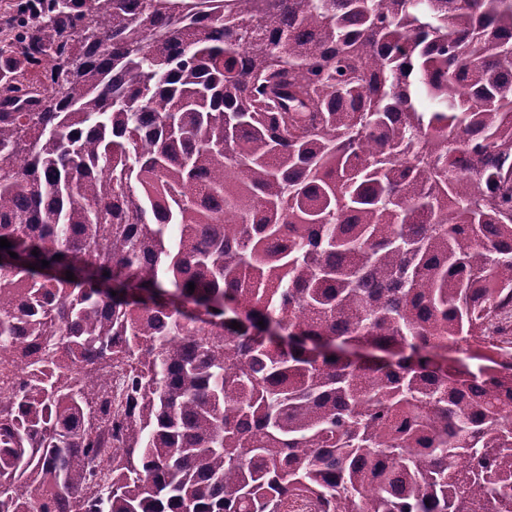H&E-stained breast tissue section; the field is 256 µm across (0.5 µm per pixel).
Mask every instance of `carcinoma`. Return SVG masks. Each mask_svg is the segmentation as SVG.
<instances>
[{
	"mask_svg": "<svg viewBox=\"0 0 512 512\" xmlns=\"http://www.w3.org/2000/svg\"><path fill=\"white\" fill-rule=\"evenodd\" d=\"M0 237V512H512V0H15Z\"/></svg>",
	"mask_w": 512,
	"mask_h": 512,
	"instance_id": "cac0c4a2",
	"label": "carcinoma"
}]
</instances>
